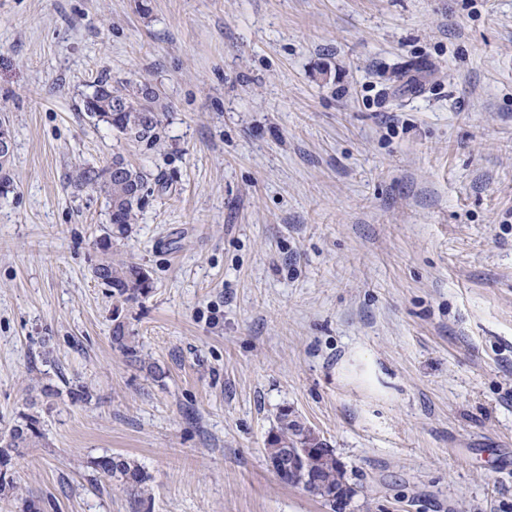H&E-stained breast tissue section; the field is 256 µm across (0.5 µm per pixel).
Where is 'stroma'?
<instances>
[{"instance_id":"1","label":"stroma","mask_w":512,"mask_h":512,"mask_svg":"<svg viewBox=\"0 0 512 512\" xmlns=\"http://www.w3.org/2000/svg\"><path fill=\"white\" fill-rule=\"evenodd\" d=\"M103 76L155 141L87 114ZM1 117L0 432L44 437L0 512H333L267 461L284 407L347 512H512V0H0ZM118 155L122 237L73 183ZM146 84H138L123 88H112L107 78L98 80L91 96L87 98L86 110L91 117H97L112 126L130 140L153 141L156 139V129L160 122L161 112H165L167 104L159 93ZM112 100L123 102L125 107L120 110H110ZM120 164L124 168L120 174L110 172L111 164ZM144 173L121 156L112 159V163L97 167L87 166L77 175L78 187L90 186L103 193L109 206L110 223L116 226L120 235L125 234L128 225L133 224L140 208L141 192L145 183ZM98 265L110 270L101 281L112 288L113 297L121 298L124 301L134 300L140 295L146 294L151 288L148 271L136 263L114 262L112 258H105ZM97 465L104 473L117 477L124 486L130 488L141 487L146 481L141 469L137 465H132L121 455L105 457Z\"/></svg>"}]
</instances>
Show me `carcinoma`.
<instances>
[{
  "mask_svg": "<svg viewBox=\"0 0 512 512\" xmlns=\"http://www.w3.org/2000/svg\"><path fill=\"white\" fill-rule=\"evenodd\" d=\"M143 85L112 88L105 78L98 84L91 96L87 98L86 110L92 117L108 123L113 129L130 140L150 141L156 138V129L160 114L167 109L157 91L151 95H142ZM112 163L120 164L124 171L120 174L110 171V166H87L77 175V186H90L103 193L109 206L110 223L116 226L119 234L127 231L128 225L136 217L135 210L140 208L144 188V173L124 158L117 156ZM100 265L109 270L103 283L112 288V295L125 301L134 300L151 288L150 275L142 266L132 262H114L105 258ZM43 437L39 417L30 414L20 416L8 432L0 434V492L13 488V479L8 472L12 466V454L19 449L28 448ZM323 449V454L312 461L313 469L319 473L328 486L347 484L345 472L334 450L320 435H315L310 445L300 440V431L295 420L290 418L288 409L283 408L276 417V426L267 441V458H277L279 449L292 448L302 454V448ZM98 467L106 474L120 479L123 485L137 488L145 483L146 477L141 469L126 458L109 456L98 462Z\"/></svg>",
  "mask_w": 512,
  "mask_h": 512,
  "instance_id": "obj_1",
  "label": "carcinoma"
}]
</instances>
